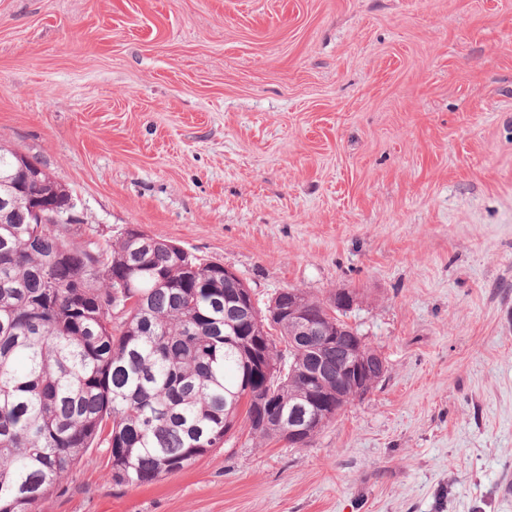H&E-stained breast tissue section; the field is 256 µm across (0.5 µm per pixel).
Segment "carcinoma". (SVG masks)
Instances as JSON below:
<instances>
[{
	"label": "carcinoma",
	"mask_w": 512,
	"mask_h": 512,
	"mask_svg": "<svg viewBox=\"0 0 512 512\" xmlns=\"http://www.w3.org/2000/svg\"><path fill=\"white\" fill-rule=\"evenodd\" d=\"M16 155L0 144V178L14 179L13 191L0 186V512H32L101 444L112 480L142 485L223 447L239 421L262 440L282 438L257 424L288 417L313 388L336 402L348 293L297 291L319 336L258 309L234 336L225 294L236 284L224 269L135 231L76 243L28 223L30 202L59 206L65 187L44 171L27 184ZM256 347L271 376L248 386ZM319 369L322 378L306 377Z\"/></svg>",
	"instance_id": "cac0c4a2"
}]
</instances>
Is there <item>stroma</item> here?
<instances>
[{"label": "stroma", "instance_id": "stroma-1", "mask_svg": "<svg viewBox=\"0 0 512 512\" xmlns=\"http://www.w3.org/2000/svg\"><path fill=\"white\" fill-rule=\"evenodd\" d=\"M0 141L234 270L354 292L387 371L308 445L246 427L36 512H512V0H0Z\"/></svg>", "mask_w": 512, "mask_h": 512}]
</instances>
